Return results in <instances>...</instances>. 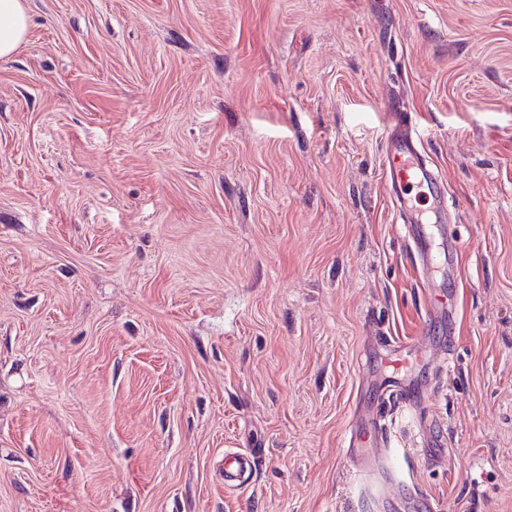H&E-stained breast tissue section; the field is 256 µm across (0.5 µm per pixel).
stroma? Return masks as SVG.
Here are the masks:
<instances>
[{"label": "stroma", "instance_id": "1", "mask_svg": "<svg viewBox=\"0 0 512 512\" xmlns=\"http://www.w3.org/2000/svg\"><path fill=\"white\" fill-rule=\"evenodd\" d=\"M28 4L0 60V512H512V0ZM394 95L454 257L414 254L385 191ZM449 265L454 330L421 336ZM371 410L393 452L362 474ZM229 449L257 457L235 490Z\"/></svg>", "mask_w": 512, "mask_h": 512}]
</instances>
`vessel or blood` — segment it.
Listing matches in <instances>:
<instances>
[{
	"mask_svg": "<svg viewBox=\"0 0 512 512\" xmlns=\"http://www.w3.org/2000/svg\"><path fill=\"white\" fill-rule=\"evenodd\" d=\"M385 115L386 192L400 220L408 227L416 250L423 254L431 245L432 225L445 223L448 218L447 190L425 159L411 113L400 101L393 100L386 105ZM250 467L248 454L226 453L225 488L242 487Z\"/></svg>",
	"mask_w": 512,
	"mask_h": 512,
	"instance_id": "obj_1",
	"label": "vessel or blood"
}]
</instances>
